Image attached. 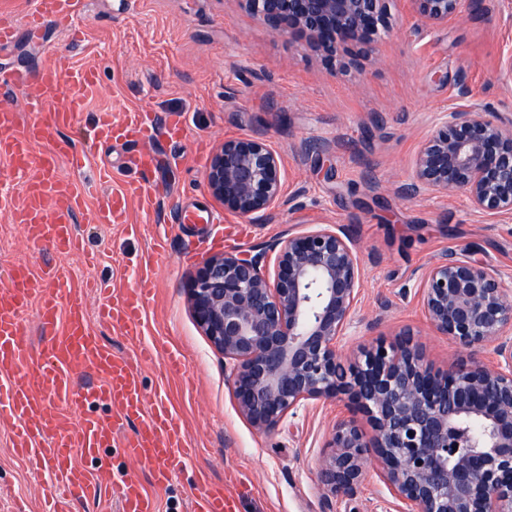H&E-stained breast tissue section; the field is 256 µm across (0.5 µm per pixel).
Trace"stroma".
<instances>
[{
    "mask_svg": "<svg viewBox=\"0 0 512 512\" xmlns=\"http://www.w3.org/2000/svg\"><path fill=\"white\" fill-rule=\"evenodd\" d=\"M476 10L421 28L408 0H389L390 30L371 45L359 71L327 66L302 41L269 31L239 0H78L80 39L50 25L0 53V82L40 61L97 72V88L61 132L76 151L112 166L111 182L99 185L91 172L63 165L64 176L91 183L88 207L130 177V145H98L92 114L120 119L139 112L187 134L180 141L163 134L152 143L153 206L132 198L125 223L77 224L84 254L60 258L33 246L0 214V285L14 263H56L84 284L94 313L104 301L100 285L133 288L143 268H151L146 315L159 353L142 367L144 391L164 386L193 448L171 486L155 490L158 512H189V492L202 470L225 483L239 512H401L372 467L353 496L321 490L319 460L336 420H355L365 435L373 433L347 402L311 404L269 434L240 416L224 359L197 326L187 288L214 254L339 224L353 235L364 273L356 316L340 343L346 358L408 329L437 368L464 354L493 363L492 346L466 351L437 333L413 288L422 268L455 245L500 269L512 287V221L475 213L460 193L408 200L397 192L422 138L456 106L459 84L468 86L471 103L512 114V83L499 77L512 50V10L502 0H477ZM247 134L260 135L281 155L286 184L300 193L296 209L252 224L218 205L205 182L214 149ZM174 355L186 361L182 372L168 368ZM7 440L0 430V512H15L21 503L43 512L54 494L52 466H30Z\"/></svg>",
    "mask_w": 512,
    "mask_h": 512,
    "instance_id": "stroma-1",
    "label": "stroma"
}]
</instances>
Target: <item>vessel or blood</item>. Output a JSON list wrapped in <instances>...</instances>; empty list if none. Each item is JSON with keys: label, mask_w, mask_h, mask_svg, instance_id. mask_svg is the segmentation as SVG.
<instances>
[{"label": "vessel or blood", "mask_w": 512, "mask_h": 512, "mask_svg": "<svg viewBox=\"0 0 512 512\" xmlns=\"http://www.w3.org/2000/svg\"><path fill=\"white\" fill-rule=\"evenodd\" d=\"M73 6L74 0H36L27 26L38 30L48 23L68 24ZM65 79L75 93L61 104L56 97ZM96 84L92 69L65 76L45 63L0 92V160L15 170L33 173L21 198L5 203L4 208L31 242L48 245L60 256L81 247L74 228L79 213H86L94 223L121 224L126 219L127 196H137L147 206L155 200L150 189L153 157L142 147L155 131L136 113L119 123L106 113L94 122L98 143L111 142L117 134L141 145L133 160L137 176L128 182L125 193L108 196L87 213L83 207L89 186L60 175L61 160L78 168L88 159L59 132L81 112V92ZM17 93L33 114L22 125L16 121L12 102ZM147 294V289L135 288L106 299L93 318L84 288L73 286L62 268L37 274L29 266L16 265L9 285L0 289V425L10 429L9 446L15 456L35 465L51 464L59 496L50 512H74L76 503L102 500L113 486L118 489L120 512H156L151 488L166 487L176 467L191 454L165 391H157L150 399L145 396L141 364L151 359V346L140 344L134 352L118 353L101 341L96 330L97 324H107L139 340ZM32 305L47 336L39 349L21 336V315ZM81 374L91 376L92 385H76L75 378ZM115 445L128 459L148 466L150 484L106 468L91 473L81 465V458H98ZM190 509L236 512L223 484L204 474Z\"/></svg>", "instance_id": "obj_1"}]
</instances>
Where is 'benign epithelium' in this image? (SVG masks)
<instances>
[{
	"label": "benign epithelium",
	"mask_w": 512,
	"mask_h": 512,
	"mask_svg": "<svg viewBox=\"0 0 512 512\" xmlns=\"http://www.w3.org/2000/svg\"><path fill=\"white\" fill-rule=\"evenodd\" d=\"M279 35L304 41L340 69L366 57L389 30L388 0H239ZM422 25L470 15L474 0H409ZM211 196L253 223L287 204L282 159L253 135L222 143L205 173ZM402 195L463 193L474 212L512 218V116L461 104L423 137ZM273 254V268L267 267ZM363 283L355 240L323 224L251 255L208 258L191 279L192 315L230 366L240 415L260 433L315 402L346 400L375 435L351 420L328 432L318 478L352 495L374 464L402 512H512V289L467 247L425 267L418 293L430 325L465 348L491 345L498 362L471 358L441 370L404 331L344 365L338 340Z\"/></svg>",
	"instance_id": "benign-epithelium-1"
}]
</instances>
